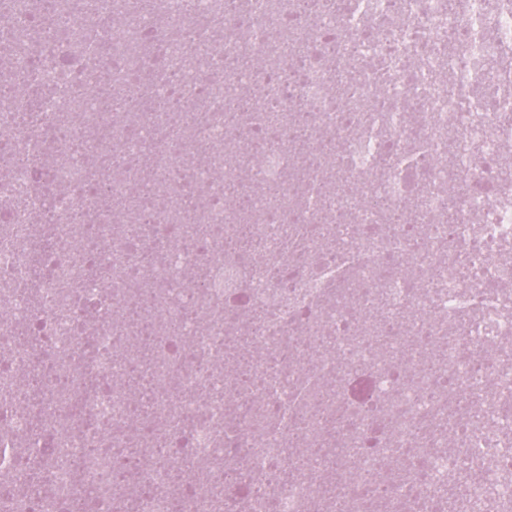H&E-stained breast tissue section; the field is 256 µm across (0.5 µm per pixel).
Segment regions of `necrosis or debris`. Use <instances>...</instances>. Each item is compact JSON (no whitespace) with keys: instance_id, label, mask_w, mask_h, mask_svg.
I'll list each match as a JSON object with an SVG mask.
<instances>
[{"instance_id":"1","label":"necrosis or debris","mask_w":512,"mask_h":512,"mask_svg":"<svg viewBox=\"0 0 512 512\" xmlns=\"http://www.w3.org/2000/svg\"><path fill=\"white\" fill-rule=\"evenodd\" d=\"M224 3L0 0V512H504L512 10Z\"/></svg>"}]
</instances>
